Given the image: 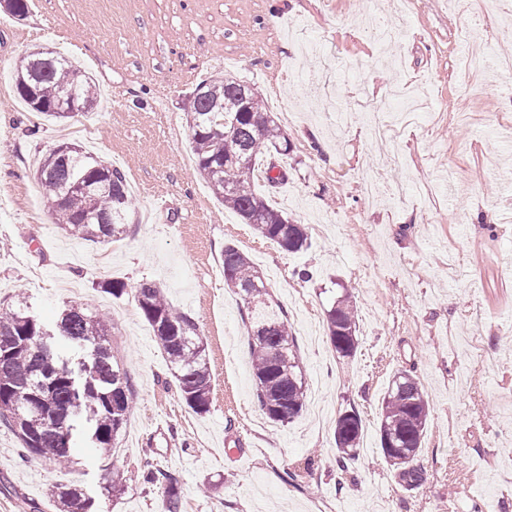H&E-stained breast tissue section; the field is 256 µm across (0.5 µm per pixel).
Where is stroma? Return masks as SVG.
I'll return each instance as SVG.
<instances>
[{
  "label": "stroma",
  "instance_id": "35a3bbf8",
  "mask_svg": "<svg viewBox=\"0 0 512 512\" xmlns=\"http://www.w3.org/2000/svg\"><path fill=\"white\" fill-rule=\"evenodd\" d=\"M402 14L391 47L362 26ZM448 0H30L0 24V303L24 294L54 327L78 305L106 316L135 403L116 448L83 427L65 468L21 461L0 424V512H61L55 484L81 490L92 512H162L144 485L158 465L182 512H487L512 503V73L458 85L456 58L481 28ZM71 53L102 95L66 123L25 105L16 60L40 47ZM254 85L291 150L258 160L254 184L307 228L290 253L224 209L192 167L185 103L206 78ZM93 127L78 146L118 165L132 195L126 233L109 245L55 224L36 177L63 143L61 126ZM391 163L404 194L368 202L366 163ZM275 165L285 180L270 186ZM244 252L285 311L306 373L308 406L287 424L256 398L245 308L224 284L225 246ZM122 282L115 297L104 281ZM159 286L190 315L206 347L207 412L180 396L171 366L132 293ZM349 291L358 349L341 357L326 312ZM414 369L430 404L421 485L405 490L379 450L377 423L395 372ZM364 421L358 457L336 467L335 421ZM245 448L244 459L229 452ZM124 485L111 498V477Z\"/></svg>",
  "mask_w": 512,
  "mask_h": 512
}]
</instances>
